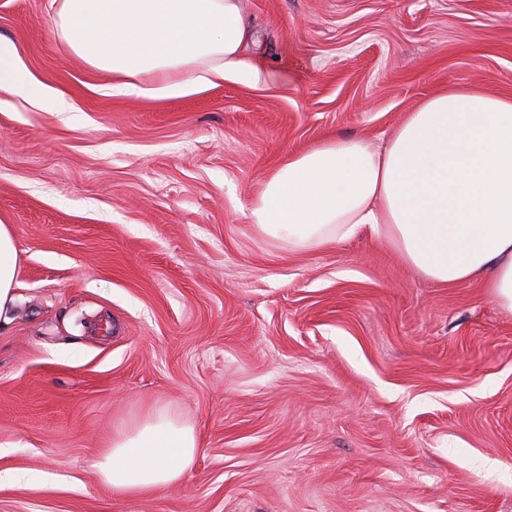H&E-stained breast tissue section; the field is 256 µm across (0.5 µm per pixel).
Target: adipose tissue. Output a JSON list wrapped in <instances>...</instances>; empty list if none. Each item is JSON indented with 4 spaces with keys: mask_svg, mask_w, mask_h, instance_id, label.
Here are the masks:
<instances>
[{
    "mask_svg": "<svg viewBox=\"0 0 512 512\" xmlns=\"http://www.w3.org/2000/svg\"><path fill=\"white\" fill-rule=\"evenodd\" d=\"M60 28L116 95L163 99L226 80L258 84L253 31L240 0H63ZM0 93L59 112L70 104L0 41ZM248 220L292 251L343 242L361 229L443 287L481 284L512 311V96L451 86L406 114L385 148L336 136L266 176ZM16 244L0 223V324L19 300ZM195 426L169 404L131 417L93 462L123 498L179 483L195 464Z\"/></svg>",
    "mask_w": 512,
    "mask_h": 512,
    "instance_id": "1",
    "label": "adipose tissue"
}]
</instances>
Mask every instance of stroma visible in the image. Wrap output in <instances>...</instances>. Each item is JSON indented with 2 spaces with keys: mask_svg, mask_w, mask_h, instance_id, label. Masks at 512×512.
Segmentation results:
<instances>
[{
  "mask_svg": "<svg viewBox=\"0 0 512 512\" xmlns=\"http://www.w3.org/2000/svg\"><path fill=\"white\" fill-rule=\"evenodd\" d=\"M63 0H0V39L69 112L0 95V512H512V312L366 233L292 252L245 213L288 155L384 145L452 85L512 95V0H242L269 77L112 94ZM169 403L202 448L112 494L92 459ZM16 244L10 226L0 222V327L9 317L20 296L17 292Z\"/></svg>",
  "mask_w": 512,
  "mask_h": 512,
  "instance_id": "stroma-1",
  "label": "stroma"
}]
</instances>
